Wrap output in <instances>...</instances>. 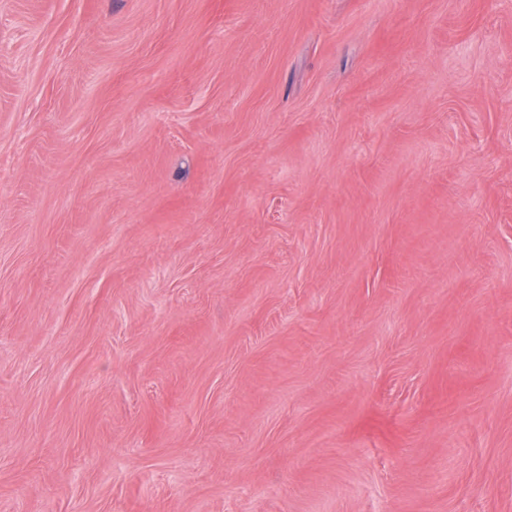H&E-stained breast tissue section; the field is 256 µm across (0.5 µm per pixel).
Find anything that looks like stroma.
<instances>
[{"mask_svg":"<svg viewBox=\"0 0 512 512\" xmlns=\"http://www.w3.org/2000/svg\"><path fill=\"white\" fill-rule=\"evenodd\" d=\"M0 512H512V0H0Z\"/></svg>","mask_w":512,"mask_h":512,"instance_id":"obj_1","label":"stroma"}]
</instances>
